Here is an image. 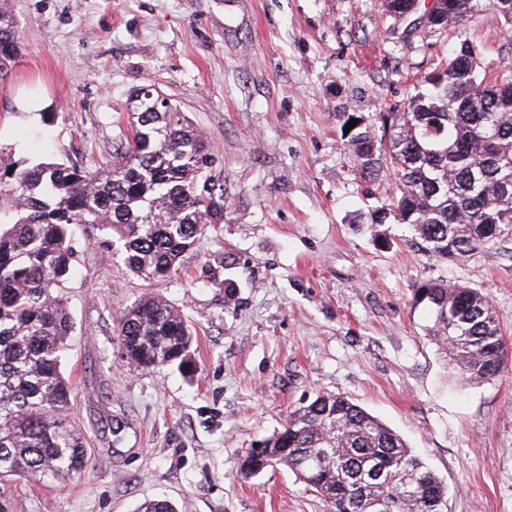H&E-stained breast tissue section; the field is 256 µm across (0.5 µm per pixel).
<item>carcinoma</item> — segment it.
<instances>
[{"label": "carcinoma", "mask_w": 512, "mask_h": 512, "mask_svg": "<svg viewBox=\"0 0 512 512\" xmlns=\"http://www.w3.org/2000/svg\"><path fill=\"white\" fill-rule=\"evenodd\" d=\"M463 26L493 10L512 27V0H444ZM427 14L426 0H386L403 19ZM12 17L0 9V80L17 62ZM121 148L109 161L40 163L0 170L12 217L0 221V480L63 484L90 466L84 437L68 422L74 390L63 372L73 328L62 288L75 271L71 230L116 235L138 278L162 281L210 224L222 199L197 184L211 164L207 141L186 113L153 85L129 98ZM368 176L392 172L395 189L372 215L414 231L429 256L452 261L512 230V81L479 79L466 39L442 70L414 85L403 109L383 115V134L349 131ZM431 332L456 377L493 379L506 337L477 290L442 280L420 285ZM118 336L128 364L154 369L188 363L192 332L174 305L153 297L125 307ZM290 469L330 512H445L448 491L405 440L341 394L317 396L281 429L249 449L243 478Z\"/></svg>", "instance_id": "1"}]
</instances>
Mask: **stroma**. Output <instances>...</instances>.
I'll list each match as a JSON object with an SVG mask.
<instances>
[{"label":"stroma","instance_id":"35a3bbf8","mask_svg":"<svg viewBox=\"0 0 512 512\" xmlns=\"http://www.w3.org/2000/svg\"><path fill=\"white\" fill-rule=\"evenodd\" d=\"M21 54L0 84V166L108 158L132 92L153 84L207 138L224 221L168 279L134 276L117 238L77 229L62 290L73 319L63 365L91 467L47 487L0 486V512H329L288 468L237 463L288 414L342 394L402 436L443 481L447 512H512V362L460 384L413 301L423 283L476 289L512 336V236L444 262L406 225L363 217L386 177L363 176L346 113L380 132L414 84L474 47L485 80L512 75L494 11L407 31L384 0H7ZM178 307L191 365L125 361L120 311Z\"/></svg>","mask_w":512,"mask_h":512}]
</instances>
